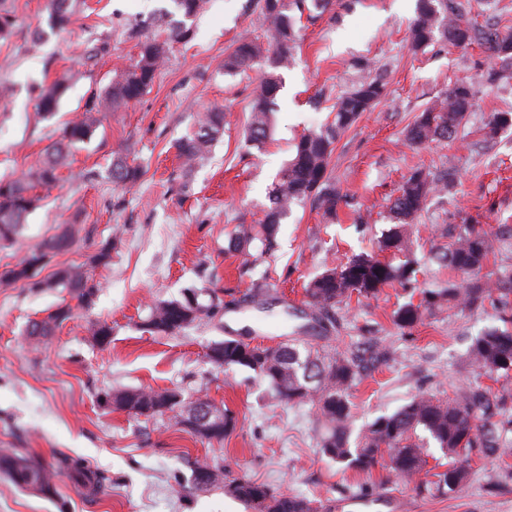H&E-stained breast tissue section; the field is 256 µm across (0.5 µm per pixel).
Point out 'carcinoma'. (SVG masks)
Masks as SVG:
<instances>
[{"label":"carcinoma","mask_w":512,"mask_h":512,"mask_svg":"<svg viewBox=\"0 0 512 512\" xmlns=\"http://www.w3.org/2000/svg\"><path fill=\"white\" fill-rule=\"evenodd\" d=\"M72 2L47 0L51 29H63L70 24ZM173 2L182 19L174 18L176 12L165 11L146 21L145 25L153 34L140 43L137 59L81 116L63 128L59 139L45 149L36 165L18 178L0 181V247L17 242L28 216L40 201L35 190L57 186L59 166L76 144L92 136L98 114L116 112L140 100L154 82L168 43L190 40L186 20L196 16L203 0ZM256 4L266 39H241L225 56L224 71L236 73L260 62L273 69L252 91L246 137L248 142L261 145L271 138L273 130L274 106L281 87L280 76L275 71L292 65L297 48L296 18L292 12L307 11L312 17L316 11L324 12L330 0H256ZM407 38L415 51L435 42L457 48L483 42L500 63V70L489 73L488 79L494 81L512 71V30L502 31L493 25L472 26L462 20L453 0H418ZM387 85L382 76L356 83L336 98L331 123L318 131L308 130L300 135L291 158L269 193L270 205L260 229L230 240L231 247L239 250L258 239L266 248H271L281 221L296 203L310 202L322 210L328 223L336 219L340 193L329 173L333 145L362 113L386 97ZM66 91L63 81L42 87L37 95L40 114L45 118L54 116ZM474 100L475 91L470 84H455L417 115L407 130V141L417 146L455 138L468 122ZM195 125L196 130L177 144L178 153L188 168L207 159L213 143L224 130V113L218 109L204 112L196 117ZM510 126L511 112L488 113L483 121L485 140L494 139ZM111 176L113 183L129 190L140 182L142 169L118 153L112 159ZM450 180L449 170L437 174L420 169L411 172L392 202L395 224L381 237L378 253L353 255L339 266L325 267L309 281L305 287L307 304L324 332L335 330L336 320L331 312L352 296L375 298L388 286L412 280L418 264L411 249L413 224L426 210L429 199ZM448 235L451 243L430 253V260L462 280H450L443 288L424 291L417 304L408 301L400 305L392 315L393 323L399 328L411 329L445 312L478 309L494 299L504 306L509 304L512 273L495 277L483 269L492 253V236L512 237V226L505 224L491 235L475 224H454L448 228ZM75 241L73 226L61 228L31 249L20 263L1 273L0 280L30 289L66 288L82 307H90L100 291V283L86 276L80 268L61 267L51 278H39L48 259L68 251ZM221 308L219 302L201 303L199 295L189 289L180 299L154 303L144 327L155 335L175 336L195 323L211 319ZM71 316L70 307H60L46 318L29 324L25 336L37 343L52 335ZM210 348L220 351L219 357L209 359L213 365L248 369L266 380L280 400L311 406L318 423L320 452L344 471L370 473L383 466L420 494L449 497L469 482L472 452L501 459L512 455L505 437L512 430V420L503 417L504 398L480 385H469L446 400L432 394H419L394 413L381 415L356 432L352 427L353 405L349 391L368 369L369 360L365 357L319 348L297 338L274 346H243L235 339H224L213 342ZM467 360L474 369L485 374L509 376L512 373V329L492 327L481 332L472 341ZM181 395L180 389L128 388L108 392L100 400L115 411L135 416L168 413L180 430L211 443H223L236 429L237 418L232 411L201 396L195 401L207 407L211 418L202 429L192 426L191 402L181 399ZM432 445L448 459L446 464H437V471L429 467ZM0 473L17 488L33 495L50 493L54 478L66 474L92 494H101L106 487V478L90 471L78 458L65 457L57 469L52 470L42 461L14 448L0 449ZM189 483L192 491L200 493L222 487L226 495L242 501L253 512H319L316 501L305 496L288 495L245 477L228 480L224 477V468L218 464H196Z\"/></svg>","instance_id":"1"}]
</instances>
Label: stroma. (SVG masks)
I'll list each match as a JSON object with an SVG mask.
<instances>
[{
    "label": "stroma",
    "instance_id": "obj_1",
    "mask_svg": "<svg viewBox=\"0 0 512 512\" xmlns=\"http://www.w3.org/2000/svg\"><path fill=\"white\" fill-rule=\"evenodd\" d=\"M247 2L203 0L191 40L169 44L148 93L102 116L61 169L59 185L29 216L19 242L0 248L1 272L61 225H76L74 248L51 258L42 274L87 267L101 284L86 309L60 288L31 291L0 282V448H23L47 463L79 458L107 479L106 492L92 498L65 476L47 496L0 477V512H247L223 489L189 491L191 467L203 460L223 464L226 479L245 476L324 504L357 492L392 493L404 512H512V457L472 454L470 481L449 497L417 494L380 467L368 475L344 472L319 455L310 406L275 398L253 372L206 359L208 346L225 338L273 345L298 336L339 351L375 343L389 357L350 391L354 429L420 393L445 399L474 383L503 395L512 416V376L490 378L464 361L472 339L502 326L512 309L489 304L453 311L405 330L392 322L399 305L420 301L423 290L447 281V270L428 256L432 247L448 244V225L468 217L490 232L512 224V128L491 143L481 131L488 113L512 112V77L487 83L494 61L477 43L412 52L407 30L416 0H332L316 20L298 21L295 61L280 73L272 138L250 145L244 139L250 95L263 69L224 71V56L239 39L264 35ZM461 3L463 19L512 30V0ZM174 8L173 0H75L70 29L54 31L46 0H0V13L13 20L10 35L0 39V178L34 165L136 57L145 37L140 22ZM93 46L104 48L103 58H89ZM379 73L387 77V97L334 144L329 170L342 195L334 223H323L311 205H297L280 225L271 254L259 256L255 243L231 250V238L262 218L294 138L331 122L337 96ZM57 80L68 91L46 119L36 96ZM461 80L474 83L476 98L456 140L410 145L405 132L414 117ZM215 108L224 113V133L207 160L185 170L175 143L193 131L198 113ZM117 153L143 169L132 190L112 183ZM450 165L453 181L416 226L413 248L422 265L415 283L337 306L336 333L323 337L307 316L304 284L324 265L376 252L393 222L389 203L403 177ZM111 238V262L90 267V256ZM188 288L219 296L222 312L175 336L142 330L153 301L181 297ZM61 306L71 307V319L43 343L29 345L23 335L29 321ZM96 322L111 326L109 345L93 340ZM137 387L207 396L229 407L239 424L223 443L210 444L176 430L168 417H135L100 403L104 392Z\"/></svg>",
    "mask_w": 512,
    "mask_h": 512
}]
</instances>
